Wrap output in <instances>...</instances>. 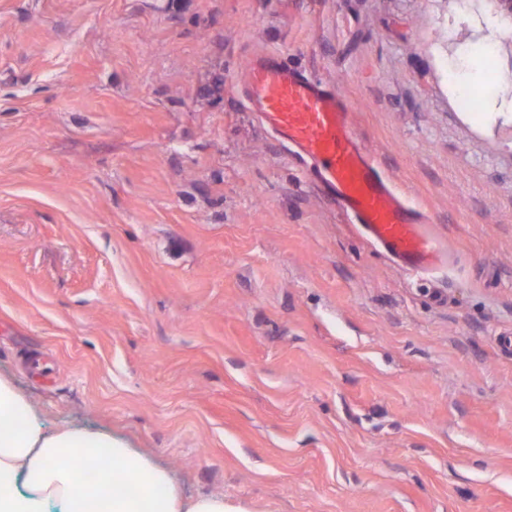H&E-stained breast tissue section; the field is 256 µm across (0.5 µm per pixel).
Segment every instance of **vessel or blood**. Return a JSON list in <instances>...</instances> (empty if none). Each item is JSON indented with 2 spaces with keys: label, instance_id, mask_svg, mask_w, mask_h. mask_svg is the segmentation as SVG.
Instances as JSON below:
<instances>
[{
  "label": "vessel or blood",
  "instance_id": "1",
  "mask_svg": "<svg viewBox=\"0 0 512 512\" xmlns=\"http://www.w3.org/2000/svg\"><path fill=\"white\" fill-rule=\"evenodd\" d=\"M247 100L265 125L312 165L315 179L366 239L404 269L425 273L452 260L359 139L349 103L335 87L265 56L243 70Z\"/></svg>",
  "mask_w": 512,
  "mask_h": 512
}]
</instances>
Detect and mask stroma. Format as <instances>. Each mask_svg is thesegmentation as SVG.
Returning <instances> with one entry per match:
<instances>
[{
    "mask_svg": "<svg viewBox=\"0 0 512 512\" xmlns=\"http://www.w3.org/2000/svg\"><path fill=\"white\" fill-rule=\"evenodd\" d=\"M260 53L345 95L454 267L414 276L310 179L237 82ZM0 325L49 426L227 512H512V18L0 0Z\"/></svg>",
    "mask_w": 512,
    "mask_h": 512,
    "instance_id": "35a3bbf8",
    "label": "stroma"
}]
</instances>
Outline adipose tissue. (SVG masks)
I'll list each match as a JSON object with an SVG mask.
<instances>
[{
	"label": "adipose tissue",
	"instance_id": "adipose-tissue-1",
	"mask_svg": "<svg viewBox=\"0 0 512 512\" xmlns=\"http://www.w3.org/2000/svg\"><path fill=\"white\" fill-rule=\"evenodd\" d=\"M95 461L99 481L85 479ZM0 512H225L218 495L184 497L168 473L107 431L47 427L0 374Z\"/></svg>",
	"mask_w": 512,
	"mask_h": 512
}]
</instances>
